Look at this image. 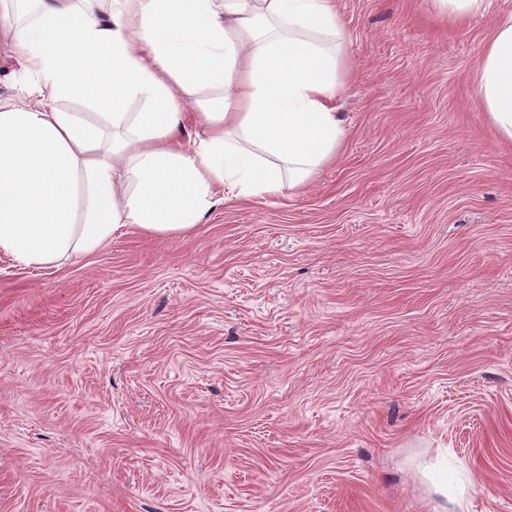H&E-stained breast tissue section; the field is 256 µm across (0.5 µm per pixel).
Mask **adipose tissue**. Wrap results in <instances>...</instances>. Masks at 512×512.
Here are the masks:
<instances>
[{
    "label": "adipose tissue",
    "instance_id": "1",
    "mask_svg": "<svg viewBox=\"0 0 512 512\" xmlns=\"http://www.w3.org/2000/svg\"><path fill=\"white\" fill-rule=\"evenodd\" d=\"M96 3L76 16L36 0L0 33L37 74L32 105L0 102V252L18 264L94 252L128 225L185 235L216 189L274 198L335 157L348 78L334 0ZM476 92L512 142V17L481 48ZM76 97L86 111L59 109Z\"/></svg>",
    "mask_w": 512,
    "mask_h": 512
}]
</instances>
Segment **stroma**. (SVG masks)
<instances>
[{
	"mask_svg": "<svg viewBox=\"0 0 512 512\" xmlns=\"http://www.w3.org/2000/svg\"><path fill=\"white\" fill-rule=\"evenodd\" d=\"M348 89L306 186L0 253V512H512V143L475 64L512 0H336ZM37 75L0 43V100ZM436 11L448 20L464 22L485 9L487 0H433Z\"/></svg>",
	"mask_w": 512,
	"mask_h": 512,
	"instance_id": "35a3bbf8",
	"label": "stroma"
}]
</instances>
